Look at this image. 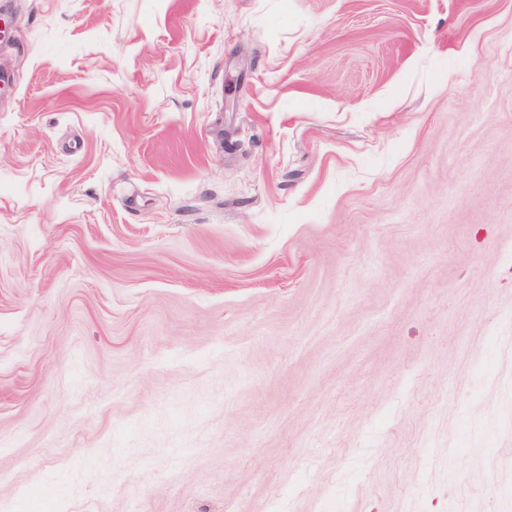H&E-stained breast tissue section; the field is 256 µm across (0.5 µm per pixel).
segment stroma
<instances>
[{"label": "stroma", "mask_w": 512, "mask_h": 512, "mask_svg": "<svg viewBox=\"0 0 512 512\" xmlns=\"http://www.w3.org/2000/svg\"><path fill=\"white\" fill-rule=\"evenodd\" d=\"M0 16V512H512V0Z\"/></svg>", "instance_id": "1"}]
</instances>
